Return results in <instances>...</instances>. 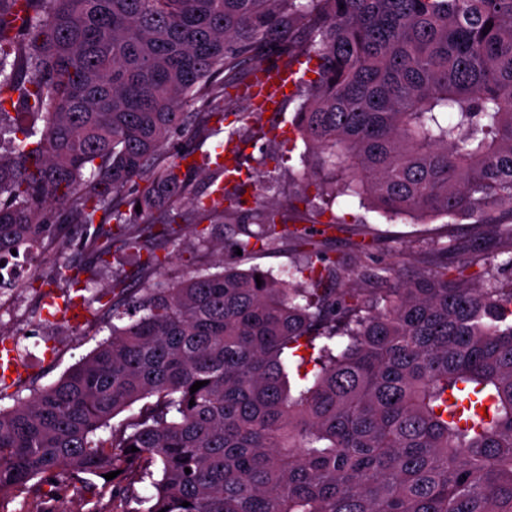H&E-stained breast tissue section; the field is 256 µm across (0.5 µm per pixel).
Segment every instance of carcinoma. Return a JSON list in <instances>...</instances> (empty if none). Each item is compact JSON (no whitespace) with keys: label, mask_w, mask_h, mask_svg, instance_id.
<instances>
[{"label":"carcinoma","mask_w":512,"mask_h":512,"mask_svg":"<svg viewBox=\"0 0 512 512\" xmlns=\"http://www.w3.org/2000/svg\"><path fill=\"white\" fill-rule=\"evenodd\" d=\"M298 58L306 182L249 206L202 147L255 61ZM335 189L501 247L343 288L311 229ZM203 223L244 258L293 240L302 281L165 273L157 251ZM57 242L80 260L31 283L110 335L0 408V512L34 480L113 512L145 485L146 512H512V0H0V260ZM129 250L138 287L90 292ZM457 250L453 255H448V265L455 262L476 243H483L489 250H496L499 245L495 239L493 229L474 224H457L454 227Z\"/></svg>","instance_id":"obj_1"}]
</instances>
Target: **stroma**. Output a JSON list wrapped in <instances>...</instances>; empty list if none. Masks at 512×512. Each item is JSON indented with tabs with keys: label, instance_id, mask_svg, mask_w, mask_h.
I'll return each mask as SVG.
<instances>
[{
	"label": "stroma",
	"instance_id": "35a3bbf8",
	"mask_svg": "<svg viewBox=\"0 0 512 512\" xmlns=\"http://www.w3.org/2000/svg\"><path fill=\"white\" fill-rule=\"evenodd\" d=\"M300 104V98L291 94L283 99L277 112L267 117L257 116L251 129L238 141L242 176L230 184V191L249 195L251 200L262 203H281L288 194L296 192L305 171L301 157L306 147L297 142L291 159L285 160L278 144L294 140L290 122ZM269 130L275 131L276 140L266 138L265 133ZM332 210L342 221L343 228L324 241L323 249L328 256L344 260L347 269L344 287H362L361 272L368 266L391 264L401 278L408 279L433 269L441 261L434 242L447 231L444 219L427 224L407 217L392 219L363 207L358 199L350 196L338 197ZM196 251L205 263H213L220 256L228 262H239L244 268L257 265L281 280L287 279L299 260L298 252L288 242L251 261L239 259L229 246L220 255L211 249L202 250L198 247L194 229L189 227L180 246L168 251L167 272L172 275L185 273L188 260ZM40 301L39 289L23 284L0 291V332L14 340L17 346V385L0 397L1 408L12 407L18 399L29 397V378H38L43 386L55 382L109 335L108 329H97L83 322L69 325L56 320L48 326L29 321L28 311ZM46 506L51 512H112V498L107 495L89 501L72 489L60 498L51 497L43 490L27 495L25 499L27 512H39Z\"/></svg>",
	"mask_w": 512,
	"mask_h": 512
}]
</instances>
